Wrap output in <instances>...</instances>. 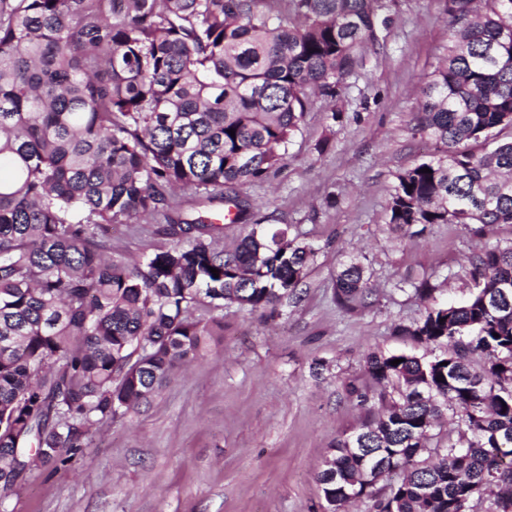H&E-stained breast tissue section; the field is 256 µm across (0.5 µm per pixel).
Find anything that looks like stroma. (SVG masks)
Listing matches in <instances>:
<instances>
[{"mask_svg":"<svg viewBox=\"0 0 512 512\" xmlns=\"http://www.w3.org/2000/svg\"><path fill=\"white\" fill-rule=\"evenodd\" d=\"M396 10L384 51L365 55L338 103H314L271 181L238 189L254 218L317 248L299 301L272 321L225 307L221 341L176 365L148 404L97 425L66 466L0 489V512H323L317 473L366 414L346 393L349 381L369 385L366 355L445 350L395 331L425 312L414 283L435 284L434 303L461 302L469 257L512 242V224L481 233L431 224L405 236L386 226L397 175L427 157L412 118L448 44L445 0H396ZM164 225H113V254L132 261L169 248ZM352 259L375 295L344 311L334 281Z\"/></svg>","mask_w":512,"mask_h":512,"instance_id":"1","label":"stroma"}]
</instances>
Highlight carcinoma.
I'll use <instances>...</instances> for the list:
<instances>
[{
    "mask_svg": "<svg viewBox=\"0 0 512 512\" xmlns=\"http://www.w3.org/2000/svg\"><path fill=\"white\" fill-rule=\"evenodd\" d=\"M394 4L0 0V475L16 454L64 466L97 424L148 402L223 338L224 317L197 307L275 318L297 296L318 249L251 220L236 188L276 172L314 100L337 98L384 45ZM446 12L448 47L413 126L434 153L397 175L394 233L512 224V138H500L512 129V0H446ZM159 214L176 244L142 261L108 255L109 225ZM226 219L250 227L230 251ZM469 275L464 303L396 327L448 351L371 353L379 391L346 385L367 415L317 475L325 512L359 498L375 512H476L494 488L483 512H512V304L490 303L512 282V243L473 255ZM373 294L361 262L336 273L339 308ZM447 416L457 441L429 447ZM367 448L401 474L385 495Z\"/></svg>",
    "mask_w": 512,
    "mask_h": 512,
    "instance_id": "1",
    "label": "carcinoma"
}]
</instances>
